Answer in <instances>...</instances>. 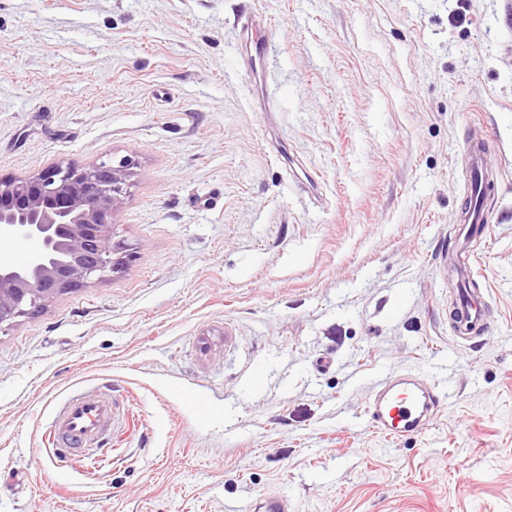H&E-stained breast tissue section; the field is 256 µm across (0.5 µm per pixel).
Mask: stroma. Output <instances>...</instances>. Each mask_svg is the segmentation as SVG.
<instances>
[{"mask_svg":"<svg viewBox=\"0 0 512 512\" xmlns=\"http://www.w3.org/2000/svg\"><path fill=\"white\" fill-rule=\"evenodd\" d=\"M125 156L132 260L0 332V512H512V0H0V176ZM73 390L107 454L54 453ZM480 148H473L470 154V179H471V202L462 212L461 218L464 225L465 235L474 234L485 225V213L479 204L481 195H486L492 182L487 174V169L480 153ZM478 200L475 201V200ZM487 304L482 296H478L475 291L463 293L454 311H460V319H454L458 331L463 340H470L472 336H466L474 331L483 333L486 325L485 308ZM439 394L421 377L401 375L385 382L369 401L373 426L388 435L422 433L430 424Z\"/></svg>","mask_w":512,"mask_h":512,"instance_id":"1","label":"stroma"}]
</instances>
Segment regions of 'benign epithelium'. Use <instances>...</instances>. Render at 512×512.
Listing matches in <instances>:
<instances>
[{
    "label": "benign epithelium",
    "mask_w": 512,
    "mask_h": 512,
    "mask_svg": "<svg viewBox=\"0 0 512 512\" xmlns=\"http://www.w3.org/2000/svg\"><path fill=\"white\" fill-rule=\"evenodd\" d=\"M132 165L123 157L57 165L26 179L0 177V235L34 245L23 264L0 259V330L124 268L126 247L116 239L113 217Z\"/></svg>",
    "instance_id": "obj_1"
}]
</instances>
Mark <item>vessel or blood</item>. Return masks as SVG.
I'll return each mask as SVG.
<instances>
[{
    "label": "vessel or blood",
    "instance_id": "obj_1",
    "mask_svg": "<svg viewBox=\"0 0 512 512\" xmlns=\"http://www.w3.org/2000/svg\"><path fill=\"white\" fill-rule=\"evenodd\" d=\"M471 197L461 218L464 230L473 234L485 223L479 203L487 193L491 179L479 149L470 154ZM460 313L455 325L461 335L484 331L486 301L476 292L463 293L456 305ZM439 395L421 377L402 375L385 382L369 402L368 412L373 426L388 435L408 436L422 433L430 424ZM112 424V401L102 395L71 396L60 410L54 425L55 442L71 456L82 457L99 447Z\"/></svg>",
    "mask_w": 512,
    "mask_h": 512
}]
</instances>
